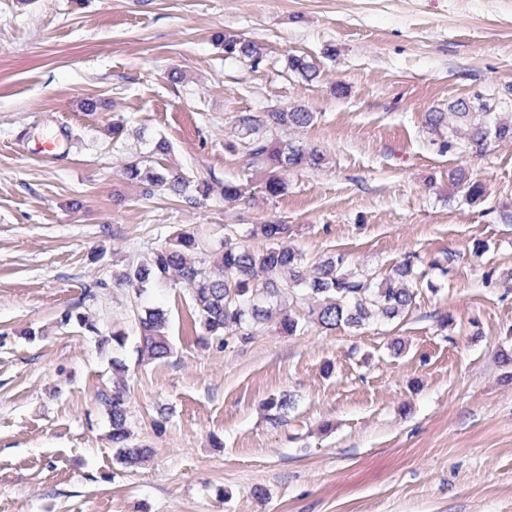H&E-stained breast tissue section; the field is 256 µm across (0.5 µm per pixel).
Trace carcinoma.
<instances>
[{
	"mask_svg": "<svg viewBox=\"0 0 512 512\" xmlns=\"http://www.w3.org/2000/svg\"><path fill=\"white\" fill-rule=\"evenodd\" d=\"M217 42L224 54L244 57L257 64L261 52L257 45L233 35H218ZM289 69L304 81L319 77V71L303 56L289 58ZM315 113L303 106H289L269 112H242L235 121V135L228 141L229 149L241 151L248 166L266 173L264 191L277 197L284 193L283 173L290 169H319L324 154L299 141L283 140L279 133L310 126ZM432 126H448V138L463 140L470 152L481 154L493 142L512 141V118L496 116L493 105L486 101L475 103L457 99L448 103L446 112L428 113ZM124 175L144 186L147 194L164 190L184 196L192 180L180 170L156 167L150 156L130 161ZM450 181L466 187V197L472 203L484 200L485 189L465 170L457 169ZM268 241V246L255 250L233 241L237 230L224 227V244L211 252L204 242L189 230L176 235L165 246L149 251L135 263L126 266L118 278L127 288H143L163 280L180 283L192 291L198 310V321L207 336L220 344H228L227 337L248 339L258 328L273 323L284 333L293 334L299 323L288 314H281V299L288 297L297 304L311 303L312 322L323 331L341 326L360 328L373 318L392 320L407 311L420 288L437 291L434 281L418 268L412 255L380 280L358 277L344 270V256L329 257L315 266L307 265L302 252L282 243L288 236L286 224H261L257 227ZM203 255L196 260L189 253ZM262 277V285H256ZM140 359L161 360L170 354L166 336L168 318L160 309L146 310L138 315ZM101 401L111 417V441L118 456L127 465L141 464L150 456L144 445L130 444V430L123 395L102 394ZM292 396L282 394L266 401L270 420L281 421L294 408Z\"/></svg>",
	"mask_w": 512,
	"mask_h": 512,
	"instance_id": "obj_1",
	"label": "carcinoma"
}]
</instances>
